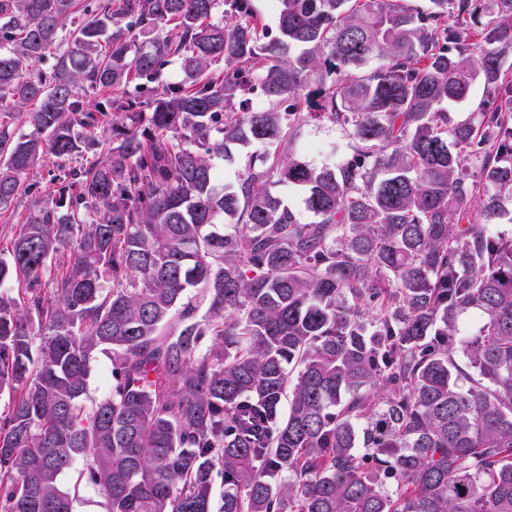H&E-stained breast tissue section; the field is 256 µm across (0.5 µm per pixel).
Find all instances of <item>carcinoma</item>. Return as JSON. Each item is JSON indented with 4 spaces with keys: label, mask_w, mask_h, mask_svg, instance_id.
<instances>
[{
    "label": "carcinoma",
    "mask_w": 512,
    "mask_h": 512,
    "mask_svg": "<svg viewBox=\"0 0 512 512\" xmlns=\"http://www.w3.org/2000/svg\"><path fill=\"white\" fill-rule=\"evenodd\" d=\"M275 9L270 38L251 0H0V210L46 158L56 185L0 257V512L85 485L213 512L217 477L221 512H512V239L485 232L512 202V0ZM256 86L285 111L235 107ZM306 109L351 131L341 167L293 151ZM483 95V85L476 83L472 89L469 99L462 102L448 103V112L455 121H467L474 112V104L479 102ZM264 148V146H253L252 148L238 149L235 152V161L231 164L224 163L222 165V161H218L222 170L221 184H224V187L235 186L247 166L250 153ZM274 192L279 195L288 206L298 213L302 222L309 224L315 220L314 214L306 207L303 193L299 189L291 186H284L275 188ZM111 368V361L107 355L100 354L93 362L89 378L88 394L92 398L101 397L106 391V382Z\"/></svg>",
    "instance_id": "carcinoma-1"
}]
</instances>
